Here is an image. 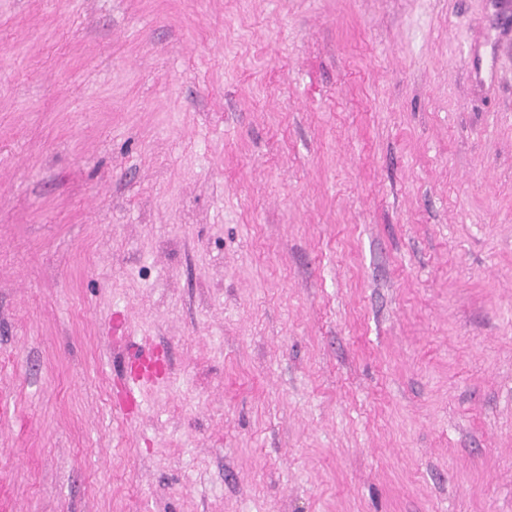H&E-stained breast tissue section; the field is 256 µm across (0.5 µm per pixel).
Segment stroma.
I'll list each match as a JSON object with an SVG mask.
<instances>
[{
    "instance_id": "obj_1",
    "label": "stroma",
    "mask_w": 512,
    "mask_h": 512,
    "mask_svg": "<svg viewBox=\"0 0 512 512\" xmlns=\"http://www.w3.org/2000/svg\"><path fill=\"white\" fill-rule=\"evenodd\" d=\"M1 389L0 512H512L492 0H0ZM165 360L150 349L137 352L128 365V380L133 384L156 383L161 378Z\"/></svg>"
}]
</instances>
